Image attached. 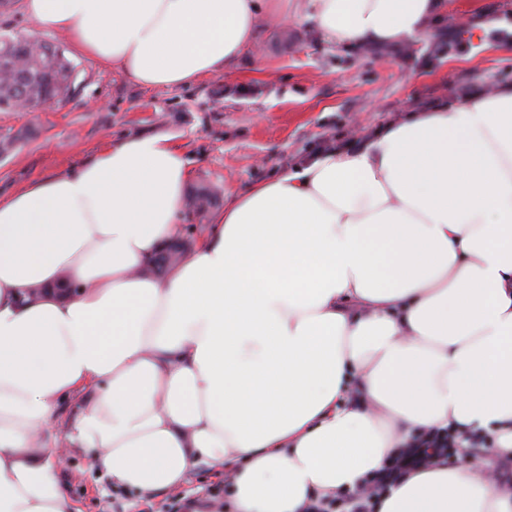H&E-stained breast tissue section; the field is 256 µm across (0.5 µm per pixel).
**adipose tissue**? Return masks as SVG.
I'll list each match as a JSON object with an SVG mask.
<instances>
[{"label": "adipose tissue", "mask_w": 512, "mask_h": 512, "mask_svg": "<svg viewBox=\"0 0 512 512\" xmlns=\"http://www.w3.org/2000/svg\"><path fill=\"white\" fill-rule=\"evenodd\" d=\"M445 0H309L327 41L418 39ZM264 0H22L37 31L149 88L234 62ZM187 161L163 135L110 145L0 197V512H74L61 443L144 493L224 469L189 512H307L360 490L410 435L489 434L376 512H512V87L390 122L363 147L232 195L198 249ZM80 406L67 437L65 401Z\"/></svg>", "instance_id": "ef3b65f1"}]
</instances>
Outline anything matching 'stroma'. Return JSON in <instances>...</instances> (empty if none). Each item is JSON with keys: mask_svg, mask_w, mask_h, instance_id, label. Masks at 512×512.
<instances>
[{"mask_svg": "<svg viewBox=\"0 0 512 512\" xmlns=\"http://www.w3.org/2000/svg\"><path fill=\"white\" fill-rule=\"evenodd\" d=\"M288 28L260 22L252 47L221 71L174 89L148 88L75 52L65 35L55 41L78 71L70 97L56 106L0 112V138L21 139L0 159V196L67 174L106 145L164 135L188 160V192L215 197L205 218L183 210L182 239L197 245L224 202L352 136L371 133L424 100L444 104L463 87L512 84V46L489 31L512 26V0H447L429 34L409 42L405 55L378 58L327 43L313 21L298 18L305 0H282ZM453 30L468 53L436 52L435 36ZM91 453L72 449L61 471L79 512H185L190 499L220 500L229 484L221 469L197 468L177 488L145 494L113 486L89 468Z\"/></svg>", "mask_w": 512, "mask_h": 512, "instance_id": "obj_1", "label": "stroma"}]
</instances>
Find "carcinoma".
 Returning a JSON list of instances; mask_svg holds the SVG:
<instances>
[{
    "label": "carcinoma",
    "mask_w": 512,
    "mask_h": 512,
    "mask_svg": "<svg viewBox=\"0 0 512 512\" xmlns=\"http://www.w3.org/2000/svg\"><path fill=\"white\" fill-rule=\"evenodd\" d=\"M3 46L6 51L0 55V111L12 110V99L20 95L31 108L47 99L59 100L68 95L73 83L71 64L64 61L56 69L43 64L46 50L57 45L17 37L3 41Z\"/></svg>",
    "instance_id": "cac0c4a2"
}]
</instances>
